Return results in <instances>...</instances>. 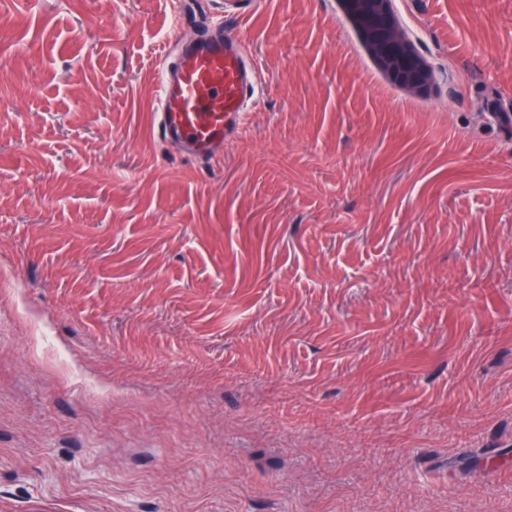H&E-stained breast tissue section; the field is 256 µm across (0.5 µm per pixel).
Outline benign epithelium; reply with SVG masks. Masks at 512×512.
Wrapping results in <instances>:
<instances>
[{"label": "benign epithelium", "mask_w": 512, "mask_h": 512, "mask_svg": "<svg viewBox=\"0 0 512 512\" xmlns=\"http://www.w3.org/2000/svg\"><path fill=\"white\" fill-rule=\"evenodd\" d=\"M379 69L409 93H422L434 81L433 71L402 30L394 0H339Z\"/></svg>", "instance_id": "1"}]
</instances>
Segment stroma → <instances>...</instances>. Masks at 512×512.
Listing matches in <instances>:
<instances>
[{
  "instance_id": "obj_1",
  "label": "stroma",
  "mask_w": 512,
  "mask_h": 512,
  "mask_svg": "<svg viewBox=\"0 0 512 512\" xmlns=\"http://www.w3.org/2000/svg\"><path fill=\"white\" fill-rule=\"evenodd\" d=\"M0 0V512H512V0ZM260 73L157 133L204 27ZM379 69L409 93L427 91L433 71L402 30L394 0H339ZM163 60L157 130L161 139L202 165L224 152V139L244 129V107L256 78L244 41L222 29L182 39Z\"/></svg>"
}]
</instances>
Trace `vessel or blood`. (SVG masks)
I'll use <instances>...</instances> for the list:
<instances>
[{"mask_svg": "<svg viewBox=\"0 0 512 512\" xmlns=\"http://www.w3.org/2000/svg\"><path fill=\"white\" fill-rule=\"evenodd\" d=\"M256 74L243 40L220 29L182 39L162 64L157 130L161 139L202 165L244 128L246 98Z\"/></svg>", "mask_w": 512, "mask_h": 512, "instance_id": "b4317fda", "label": "vessel or blood"}]
</instances>
